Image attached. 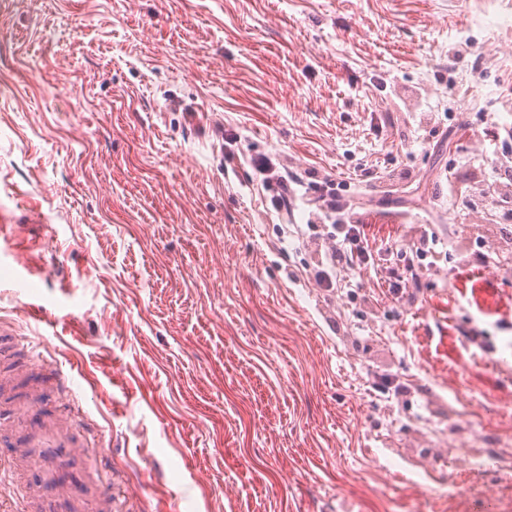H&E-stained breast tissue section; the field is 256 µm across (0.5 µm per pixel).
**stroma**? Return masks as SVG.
Listing matches in <instances>:
<instances>
[{
  "label": "stroma",
  "mask_w": 512,
  "mask_h": 512,
  "mask_svg": "<svg viewBox=\"0 0 512 512\" xmlns=\"http://www.w3.org/2000/svg\"><path fill=\"white\" fill-rule=\"evenodd\" d=\"M481 15L512 0H0V325L48 343L127 512H512V28ZM257 157L350 183L348 288ZM504 142L501 144V148L497 146V149L493 153V157L489 158L488 164H490L491 168L495 171V174L498 176V179L494 184H491L489 187L491 191L496 194V199L498 202L507 204V196L509 193H500L498 189L500 188L496 184L500 182V179H505L509 181L511 185L512 178V156L510 150L504 149ZM495 199V200H496ZM430 244H438V238L434 233L431 236L428 233L424 234L406 249L396 251L393 265L388 267L387 284L390 292L398 295L407 292L408 288H422V280L427 269L420 266L419 260L428 253L436 254L433 247H429Z\"/></svg>",
  "instance_id": "35a3bbf8"
}]
</instances>
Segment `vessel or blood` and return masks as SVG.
Masks as SVG:
<instances>
[{"instance_id": "b4317fda", "label": "vessel or blood", "mask_w": 512, "mask_h": 512, "mask_svg": "<svg viewBox=\"0 0 512 512\" xmlns=\"http://www.w3.org/2000/svg\"><path fill=\"white\" fill-rule=\"evenodd\" d=\"M24 346L31 361L42 358L43 341L7 336L0 340V354ZM44 387L32 386L31 402L18 429L0 426V512H77L87 493L88 479L78 468L88 450L92 428L84 411L63 421L48 414L42 401ZM20 448H44L56 460L54 475L26 479L33 463L17 456Z\"/></svg>"}]
</instances>
